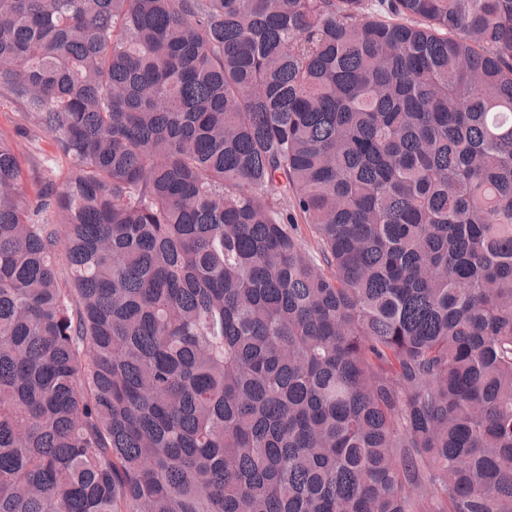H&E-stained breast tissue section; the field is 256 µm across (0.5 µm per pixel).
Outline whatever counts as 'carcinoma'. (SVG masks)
<instances>
[{"mask_svg": "<svg viewBox=\"0 0 512 512\" xmlns=\"http://www.w3.org/2000/svg\"><path fill=\"white\" fill-rule=\"evenodd\" d=\"M2 92L0 512H512V0H0ZM0 135L13 143L27 178L29 196L35 199L46 182L56 179L65 163L52 136L33 120L26 119L18 104L3 97H0ZM56 183L59 184L57 179Z\"/></svg>", "mask_w": 512, "mask_h": 512, "instance_id": "cac0c4a2", "label": "carcinoma"}]
</instances>
